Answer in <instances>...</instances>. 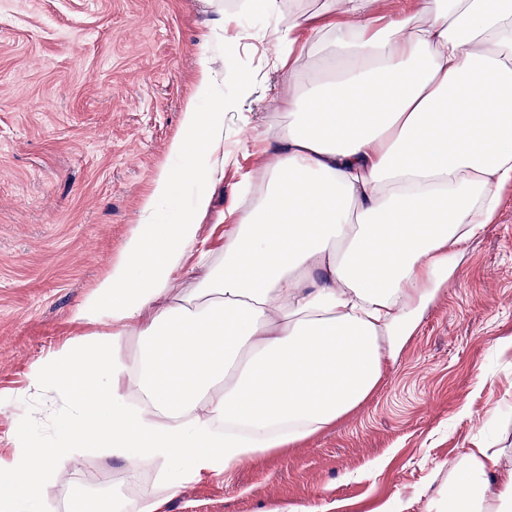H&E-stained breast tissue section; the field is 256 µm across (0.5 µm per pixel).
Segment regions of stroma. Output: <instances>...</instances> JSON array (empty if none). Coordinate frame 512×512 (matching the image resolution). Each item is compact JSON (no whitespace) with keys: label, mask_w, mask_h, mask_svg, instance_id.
I'll return each mask as SVG.
<instances>
[{"label":"stroma","mask_w":512,"mask_h":512,"mask_svg":"<svg viewBox=\"0 0 512 512\" xmlns=\"http://www.w3.org/2000/svg\"><path fill=\"white\" fill-rule=\"evenodd\" d=\"M246 37L224 92H254L224 118L232 159L209 223L236 204L259 157L241 132L303 82L273 65L259 0H221ZM206 0H0V456L23 421L48 425L30 364L76 332L70 316L106 272L169 164L201 56L225 61ZM483 233L442 276L379 386L335 427L232 474L184 484L168 512H433L462 457L512 459V185ZM124 492L118 462L87 452L62 470L41 512L77 488Z\"/></svg>","instance_id":"stroma-1"}]
</instances>
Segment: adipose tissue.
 Here are the masks:
<instances>
[{
	"label": "adipose tissue",
	"mask_w": 512,
	"mask_h": 512,
	"mask_svg": "<svg viewBox=\"0 0 512 512\" xmlns=\"http://www.w3.org/2000/svg\"><path fill=\"white\" fill-rule=\"evenodd\" d=\"M324 0L261 15L280 68L309 72L278 97L286 124L253 141L252 203L231 235L204 227L224 176V115L251 94L196 73L170 165L155 175L120 255L71 315L95 326L30 364L54 426L16 428L0 458V512H39L88 449L165 491L97 496L84 512H167L190 481L313 437L377 387L461 246L512 184V0ZM183 201H176L177 192ZM194 288L178 291L184 276ZM138 339L122 354L126 337ZM446 512H512V469L471 449Z\"/></svg>",
	"instance_id": "adipose-tissue-1"
}]
</instances>
